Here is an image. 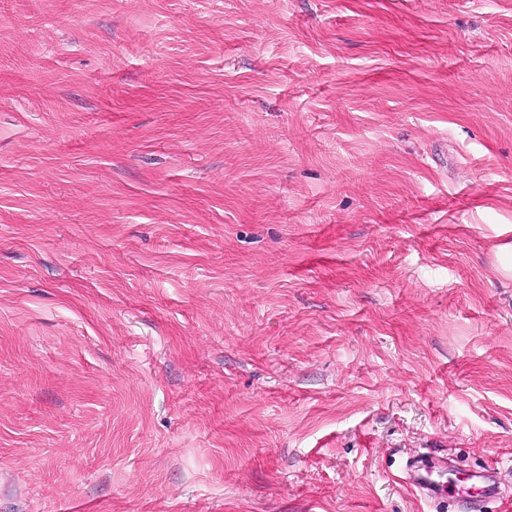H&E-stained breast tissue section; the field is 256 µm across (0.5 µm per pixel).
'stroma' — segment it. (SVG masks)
Wrapping results in <instances>:
<instances>
[{"instance_id": "stroma-1", "label": "stroma", "mask_w": 512, "mask_h": 512, "mask_svg": "<svg viewBox=\"0 0 512 512\" xmlns=\"http://www.w3.org/2000/svg\"><path fill=\"white\" fill-rule=\"evenodd\" d=\"M512 471V0H0V512H430ZM455 461L448 451H415L406 460L401 476L396 477L407 490L435 506L448 504L458 511L481 512L493 501L498 504L497 512L512 510L511 487L501 481L497 462L481 468L478 477L485 485L471 493L472 488L456 473Z\"/></svg>"}]
</instances>
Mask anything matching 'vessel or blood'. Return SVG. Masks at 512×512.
Listing matches in <instances>:
<instances>
[{
	"mask_svg": "<svg viewBox=\"0 0 512 512\" xmlns=\"http://www.w3.org/2000/svg\"><path fill=\"white\" fill-rule=\"evenodd\" d=\"M483 485L470 489L462 480L445 451H417L406 460L399 483L434 505H451L457 512H482L487 502L498 505L497 512H512V486L499 477L497 463L481 469Z\"/></svg>",
	"mask_w": 512,
	"mask_h": 512,
	"instance_id": "b4317fda",
	"label": "vessel or blood"
}]
</instances>
